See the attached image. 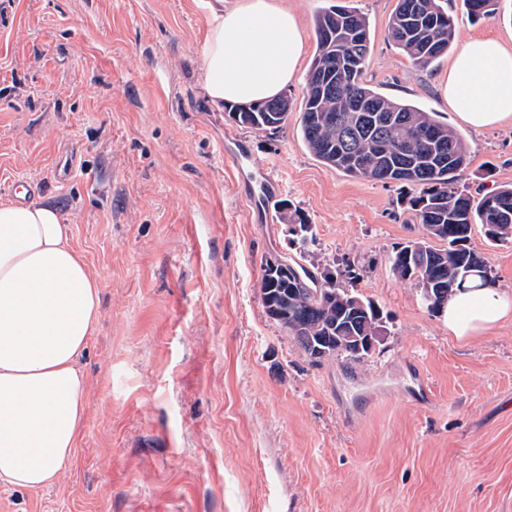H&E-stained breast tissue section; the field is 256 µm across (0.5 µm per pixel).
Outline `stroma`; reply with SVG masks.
Masks as SVG:
<instances>
[{"label": "stroma", "instance_id": "stroma-1", "mask_svg": "<svg viewBox=\"0 0 512 512\" xmlns=\"http://www.w3.org/2000/svg\"><path fill=\"white\" fill-rule=\"evenodd\" d=\"M273 2L304 33L302 71L283 91L288 123L274 133L206 100L203 0L0 9V200L13 181L39 183L99 282L74 464L52 487L0 484V512H512V321L450 335L419 286L390 269L420 234L406 188L307 151L298 115L316 13L338 3L367 15L365 82L461 137L473 196L512 184V122L459 120L439 90L451 55L418 69L389 39L397 0ZM448 9L456 42L512 46V0L475 21L463 0ZM67 148L82 170L61 183ZM265 173L281 184L266 208ZM300 218L316 233L303 253L289 232ZM469 245L512 291V240L476 226ZM277 254L373 300L383 343L359 362L312 363L262 305V265Z\"/></svg>", "mask_w": 512, "mask_h": 512}]
</instances>
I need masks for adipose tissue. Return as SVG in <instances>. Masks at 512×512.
Returning a JSON list of instances; mask_svg holds the SVG:
<instances>
[{
  "label": "adipose tissue",
  "mask_w": 512,
  "mask_h": 512,
  "mask_svg": "<svg viewBox=\"0 0 512 512\" xmlns=\"http://www.w3.org/2000/svg\"><path fill=\"white\" fill-rule=\"evenodd\" d=\"M304 36L272 0L211 9L202 88L215 106L277 96L298 72ZM440 89L472 128L512 122V49L471 38ZM464 340L512 319V294L453 292L442 308ZM99 319V288L56 205L0 201V482L40 489L71 469L84 433L88 383L78 366Z\"/></svg>",
  "instance_id": "ef3b65f1"
}]
</instances>
